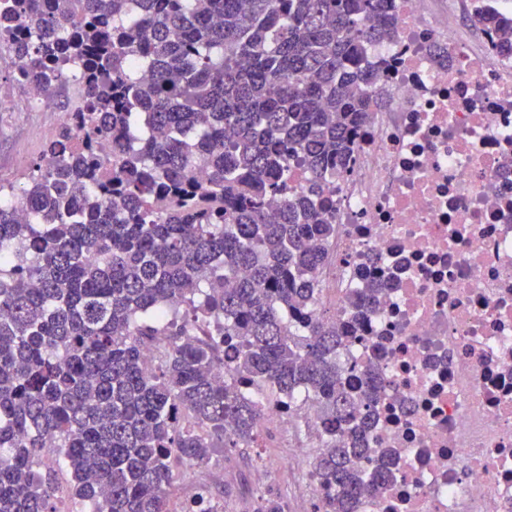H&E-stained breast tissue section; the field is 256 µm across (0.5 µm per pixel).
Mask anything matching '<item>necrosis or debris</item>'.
Instances as JSON below:
<instances>
[{
  "label": "necrosis or debris",
  "instance_id": "1",
  "mask_svg": "<svg viewBox=\"0 0 512 512\" xmlns=\"http://www.w3.org/2000/svg\"><path fill=\"white\" fill-rule=\"evenodd\" d=\"M389 7L396 35L370 54L386 105L321 197L336 238L320 305L346 385L382 375L368 457L395 474L362 512H512V52L477 23L512 22V0H466L465 25L448 0ZM371 282L384 292L356 312ZM315 419L302 398L265 407L269 432L308 425L301 454Z\"/></svg>",
  "mask_w": 512,
  "mask_h": 512
}]
</instances>
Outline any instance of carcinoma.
<instances>
[{"label":"carcinoma","mask_w":512,"mask_h":512,"mask_svg":"<svg viewBox=\"0 0 512 512\" xmlns=\"http://www.w3.org/2000/svg\"><path fill=\"white\" fill-rule=\"evenodd\" d=\"M395 31L383 0H0L26 78L85 69L24 220L0 183V512H57L47 448L83 512H218L205 490L171 508V461L258 446L266 390L319 408L315 512L393 480L362 464L377 376L351 392L318 312L336 225L316 197L381 103L368 56Z\"/></svg>","instance_id":"obj_1"}]
</instances>
